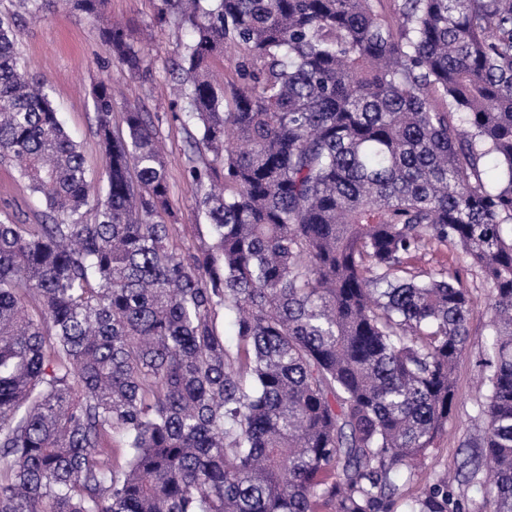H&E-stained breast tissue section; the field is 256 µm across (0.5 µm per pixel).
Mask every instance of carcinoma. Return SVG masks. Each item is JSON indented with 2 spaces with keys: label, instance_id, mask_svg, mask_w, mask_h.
<instances>
[{
  "label": "carcinoma",
  "instance_id": "obj_1",
  "mask_svg": "<svg viewBox=\"0 0 512 512\" xmlns=\"http://www.w3.org/2000/svg\"><path fill=\"white\" fill-rule=\"evenodd\" d=\"M156 22L188 34L172 82L211 155L188 170L193 251L150 116L115 129L96 85L94 189L0 17V165L45 205L38 224L0 209V512H390L469 338L467 289L408 268L433 245L492 290L463 467L512 512V0H161ZM99 33L144 72L124 27ZM232 49L236 79L215 80ZM411 512L462 510L438 476Z\"/></svg>",
  "mask_w": 512,
  "mask_h": 512
}]
</instances>
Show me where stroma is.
I'll use <instances>...</instances> for the list:
<instances>
[{
	"instance_id": "obj_1",
	"label": "stroma",
	"mask_w": 512,
	"mask_h": 512,
	"mask_svg": "<svg viewBox=\"0 0 512 512\" xmlns=\"http://www.w3.org/2000/svg\"><path fill=\"white\" fill-rule=\"evenodd\" d=\"M160 0H107L105 21L124 26L134 39L145 42L147 70L132 75L105 52L99 38L100 23L49 7L39 17L26 18L19 50L22 65L31 75L47 83L51 99L68 132L83 150L88 178L99 181L104 160L95 136V108L92 87L107 81L113 90L112 123L121 125L130 105L150 112L157 136L165 148L166 176L170 202L177 226L174 242L179 249H191L207 236L206 219L198 206L202 195L188 177L190 164H203L206 154L193 152L196 134L187 124L171 86V69L179 44L187 34L174 25L155 22ZM10 203L25 223H38L39 203L17 180L14 168L0 166V203ZM414 271L427 274L440 268L455 272L467 288L472 312L468 321L469 340L454 369L456 404L444 431L430 449L425 468L402 488L391 512H410L411 503L432 477L447 475L448 490L464 512H484L483 489L490 484L488 471L476 480L457 473L460 461L477 450L481 436L475 418L488 393L485 361L490 332V288L478 272L450 247L423 251L410 260Z\"/></svg>"
}]
</instances>
